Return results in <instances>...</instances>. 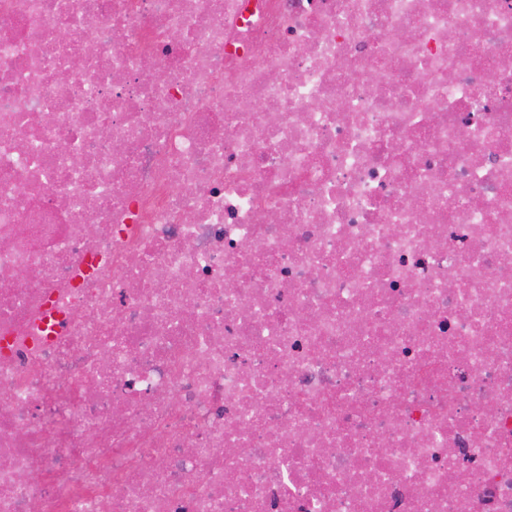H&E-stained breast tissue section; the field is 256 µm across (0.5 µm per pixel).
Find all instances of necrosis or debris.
Segmentation results:
<instances>
[{"label": "necrosis or debris", "instance_id": "1", "mask_svg": "<svg viewBox=\"0 0 512 512\" xmlns=\"http://www.w3.org/2000/svg\"><path fill=\"white\" fill-rule=\"evenodd\" d=\"M0 512H512V0H0Z\"/></svg>", "mask_w": 512, "mask_h": 512}]
</instances>
